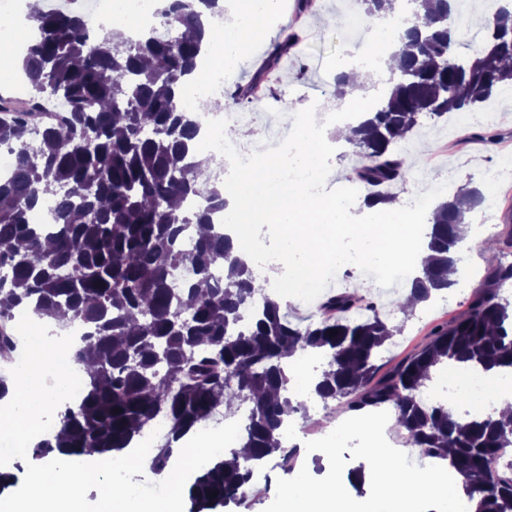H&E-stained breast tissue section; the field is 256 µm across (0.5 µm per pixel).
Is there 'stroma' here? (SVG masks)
Masks as SVG:
<instances>
[{"label":"stroma","mask_w":512,"mask_h":512,"mask_svg":"<svg viewBox=\"0 0 512 512\" xmlns=\"http://www.w3.org/2000/svg\"><path fill=\"white\" fill-rule=\"evenodd\" d=\"M340 11L341 0H314L312 7L302 14L288 10L266 25L262 36L242 61L227 68L225 91L251 86L272 40L282 30L299 29L301 43L271 69L262 85L264 106L256 108L247 101L235 106L236 111L256 113L257 119L250 125L255 139L265 140L271 113L297 112L320 99L328 106H336V74L348 52L339 25ZM494 101L502 116L496 125L500 137L495 144L489 145L476 138L478 124L462 128L426 117L421 118L409 135L413 145L410 159L415 167L427 168L432 173L455 169L459 173V184L476 186L485 197L484 203L471 213L470 234L457 254L463 272L459 286L423 304L405 320L400 319L396 308L402 286L380 287L372 278L351 268L327 288L331 294L357 293L364 302L375 304L386 321L402 324V332L385 346L384 366H392L413 355L429 343L437 329L465 314L474 290L485 275L488 258L483 248L485 240L512 237V175L497 174L501 157L512 156V120L506 117L507 112L512 111V90L504 89ZM284 475V470L275 462H268L264 479L248 489L242 502L229 504L224 512H264L275 498L278 478Z\"/></svg>","instance_id":"1"}]
</instances>
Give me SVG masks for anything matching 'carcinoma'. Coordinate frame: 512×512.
Segmentation results:
<instances>
[{
	"mask_svg": "<svg viewBox=\"0 0 512 512\" xmlns=\"http://www.w3.org/2000/svg\"><path fill=\"white\" fill-rule=\"evenodd\" d=\"M162 2L158 26L135 40L95 30L81 0L30 5L36 35L21 59L31 96L20 109L0 95V146L15 152L14 169L0 178V355L13 346L1 324L18 311L85 326L75 355L84 399L57 415L59 431L35 444L32 457L108 458L162 416L167 433L149 467L167 476L186 436L219 408L244 407L247 451L228 449L186 483L188 512H222L268 460L285 470L294 464L282 431L306 411L289 397L290 358L299 351L325 359L311 381L323 404L391 408L423 455L450 459L467 496L479 498L478 512H512V475L491 467L512 446V416L462 417L458 397L423 398L430 368L444 363L512 371V302L500 293L512 264L490 262L465 315L379 379L376 360L394 332L376 306L339 293L320 321L292 323L233 254L215 220L223 194L190 160L200 122L181 107L182 89L202 53L201 8L214 17L224 5ZM361 7L372 23L388 17L390 0ZM418 8L424 13L404 33L393 86L347 138L367 190L405 182L412 164L401 143L421 117L465 112L512 87V9L500 7L477 39L459 0H419ZM46 95L60 102V119L33 146L32 121ZM195 197L207 205L175 213L174 201ZM46 199L56 204L54 223H31ZM482 202L479 189L461 188L435 208L433 256L410 281L416 301L450 287L462 211ZM193 224L209 232L187 252L183 236ZM185 264L194 276L177 285L172 271ZM360 308L364 317H347Z\"/></svg>",
	"mask_w": 512,
	"mask_h": 512,
	"instance_id": "1",
	"label": "carcinoma"
}]
</instances>
